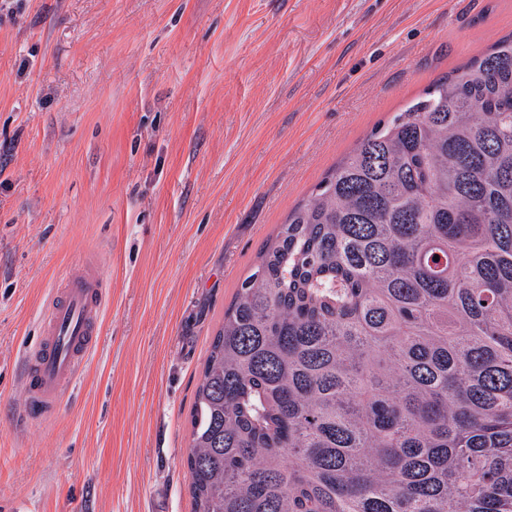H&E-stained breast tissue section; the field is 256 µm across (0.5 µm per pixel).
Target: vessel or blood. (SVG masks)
<instances>
[{"mask_svg": "<svg viewBox=\"0 0 512 512\" xmlns=\"http://www.w3.org/2000/svg\"><path fill=\"white\" fill-rule=\"evenodd\" d=\"M61 299H49L42 317L44 347L23 357L18 368L29 413L52 415L65 386L78 375L96 342V323L106 285L93 267L70 275Z\"/></svg>", "mask_w": 512, "mask_h": 512, "instance_id": "1", "label": "vessel or blood"}]
</instances>
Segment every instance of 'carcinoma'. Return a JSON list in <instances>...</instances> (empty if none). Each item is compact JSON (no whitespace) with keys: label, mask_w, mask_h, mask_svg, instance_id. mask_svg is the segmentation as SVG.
I'll list each match as a JSON object with an SVG mask.
<instances>
[{"label":"carcinoma","mask_w":512,"mask_h":512,"mask_svg":"<svg viewBox=\"0 0 512 512\" xmlns=\"http://www.w3.org/2000/svg\"><path fill=\"white\" fill-rule=\"evenodd\" d=\"M189 423L191 512H512V35L288 214Z\"/></svg>","instance_id":"cac0c4a2"}]
</instances>
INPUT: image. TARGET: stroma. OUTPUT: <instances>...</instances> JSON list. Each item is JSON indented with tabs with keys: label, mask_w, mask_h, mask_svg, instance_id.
<instances>
[{
	"label": "stroma",
	"mask_w": 512,
	"mask_h": 512,
	"mask_svg": "<svg viewBox=\"0 0 512 512\" xmlns=\"http://www.w3.org/2000/svg\"><path fill=\"white\" fill-rule=\"evenodd\" d=\"M512 34V0H0V512H191L210 342L289 211ZM97 343L52 417L15 364L80 265Z\"/></svg>",
	"instance_id": "35a3bbf8"
}]
</instances>
